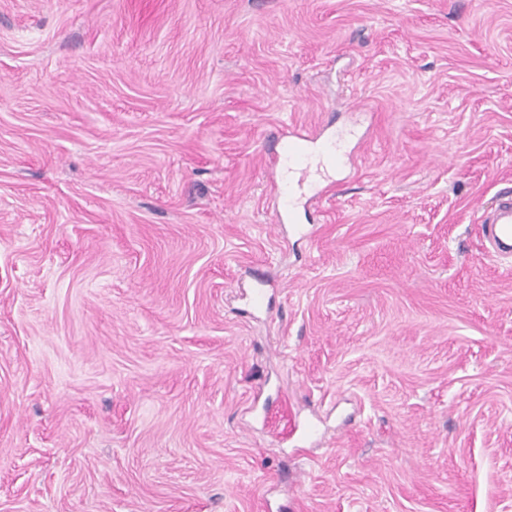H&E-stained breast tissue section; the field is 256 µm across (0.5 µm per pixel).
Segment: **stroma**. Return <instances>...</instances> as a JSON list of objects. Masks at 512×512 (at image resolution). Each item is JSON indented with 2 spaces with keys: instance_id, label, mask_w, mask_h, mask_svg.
I'll use <instances>...</instances> for the list:
<instances>
[{
  "instance_id": "1",
  "label": "stroma",
  "mask_w": 512,
  "mask_h": 512,
  "mask_svg": "<svg viewBox=\"0 0 512 512\" xmlns=\"http://www.w3.org/2000/svg\"><path fill=\"white\" fill-rule=\"evenodd\" d=\"M508 187L512 0H0V512H512ZM319 138L320 136H312L295 127L281 130L276 138L277 148L269 158L270 164L272 166L288 165V173L298 174V182L308 180L310 177L320 174L321 171L324 172L327 170V166L336 169L342 167L346 153L341 151V137H337L336 140H324L316 146L317 162L314 168L310 164L296 169L290 167V163H300L308 159L313 154V147ZM481 231L486 252L493 257L512 258V190L504 189L499 195L498 206L492 211H483Z\"/></svg>"
}]
</instances>
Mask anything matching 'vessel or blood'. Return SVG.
<instances>
[{"instance_id":"b4317fda","label":"vessel or blood","mask_w":512,"mask_h":512,"mask_svg":"<svg viewBox=\"0 0 512 512\" xmlns=\"http://www.w3.org/2000/svg\"><path fill=\"white\" fill-rule=\"evenodd\" d=\"M277 148L271 154V165L297 164L298 178L305 181L327 167H342L345 155L339 141H317L315 136L299 128L281 130ZM481 231L487 252L497 258H512V190L504 189L494 210L481 215Z\"/></svg>"}]
</instances>
